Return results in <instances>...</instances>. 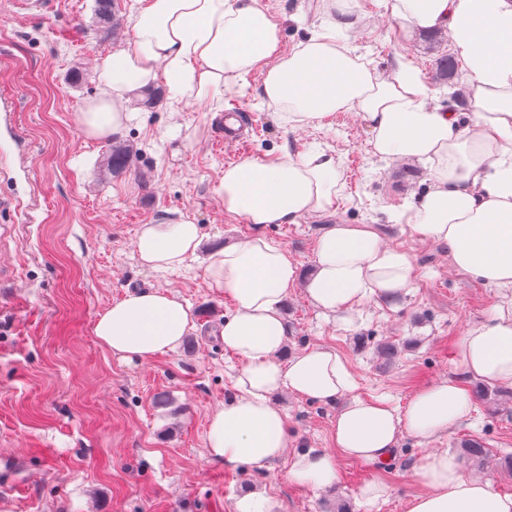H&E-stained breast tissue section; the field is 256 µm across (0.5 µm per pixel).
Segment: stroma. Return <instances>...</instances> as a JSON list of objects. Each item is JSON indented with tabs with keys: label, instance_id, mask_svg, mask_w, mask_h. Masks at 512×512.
Instances as JSON below:
<instances>
[{
	"label": "stroma",
	"instance_id": "1",
	"mask_svg": "<svg viewBox=\"0 0 512 512\" xmlns=\"http://www.w3.org/2000/svg\"><path fill=\"white\" fill-rule=\"evenodd\" d=\"M277 18L285 45L308 35L321 0H262ZM362 18L349 42L381 72L397 56L412 61L440 94L465 92L463 71L439 77L437 61L451 55L448 36H398L373 0H351ZM134 0H116L120 29L99 21L94 0H53L33 14L0 0V457L12 459L0 477V512H234L238 498L263 493L277 512H407L421 490L414 467L426 454L458 452L463 439L484 443L482 462L466 475L512 494V398L474 401L468 422L448 437L422 442L402 436L380 468L339 459L335 486L320 491L288 482V461L228 467L205 448L209 416L234 392L242 359L225 350L218 331L235 310L211 288L205 266L212 245L248 237L252 227L226 215L217 189L226 165L271 151L311 146L336 151L344 184L334 210L297 224H271L266 234L287 248L302 274L328 225H378L387 244L408 251L418 276L398 302L372 301L353 322L323 316L302 286L288 291L283 315L288 353L327 345L346 359L356 395L383 397L405 409L420 389L461 377L456 341L501 298L455 269L445 247L424 240L388 214L427 185L428 168L368 152L370 133L358 116L339 112L330 124L291 130L261 99V73L239 90L195 99L171 110L142 94L139 115L111 140L85 139L77 117L97 92L96 63L130 34ZM250 132L246 150L220 139L231 105ZM137 153L138 174H115L104 156L112 143ZM178 211L199 224L204 241L179 267H140V225ZM145 289L173 293L189 304L195 328L182 345L144 362L127 363L102 349L92 334L97 316L116 300ZM397 355L379 356L378 343ZM288 416V453L333 450L335 406L289 392L277 397ZM384 482L377 505L358 496Z\"/></svg>",
	"mask_w": 512,
	"mask_h": 512
}]
</instances>
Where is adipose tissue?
I'll use <instances>...</instances> for the list:
<instances>
[{"label": "adipose tissue", "mask_w": 512, "mask_h": 512, "mask_svg": "<svg viewBox=\"0 0 512 512\" xmlns=\"http://www.w3.org/2000/svg\"><path fill=\"white\" fill-rule=\"evenodd\" d=\"M321 2L318 24L287 48L259 0H136L131 35L98 63L100 92L78 122L84 137L108 139L126 126L136 97L157 82L179 103L233 91L258 71L263 104L292 128L353 112L370 132L374 157L429 163L427 189L399 211L398 222L446 246L456 269L503 296L454 347L463 379L422 388L401 412L387 399L354 395L335 348L285 353L282 308L296 283L323 314L341 318L373 299L396 302L415 283L412 255L386 244L374 224L329 225L306 277L266 236V225L331 211L341 190L340 158L320 147L283 149L226 166L219 183L225 213L253 231L214 248L206 266L212 288L235 302L220 338L243 361L235 395L209 417L207 453L230 466L272 462L288 446L279 393L335 403L334 452L299 451L286 474L290 483L328 489L338 480V457L383 466L400 435L430 441L460 427L473 411L468 380L512 387V0H374L402 31H447L468 76V112L446 103L411 61L397 59L389 74L378 73L346 40L360 23L349 0ZM201 242L199 225L179 214L140 225L135 247L142 266L163 270L180 266ZM194 326L190 305L143 290L100 313L93 334L113 355L143 362L176 350ZM414 474L421 490L408 512H512V495L466 476L454 454L427 455Z\"/></svg>", "instance_id": "1"}]
</instances>
